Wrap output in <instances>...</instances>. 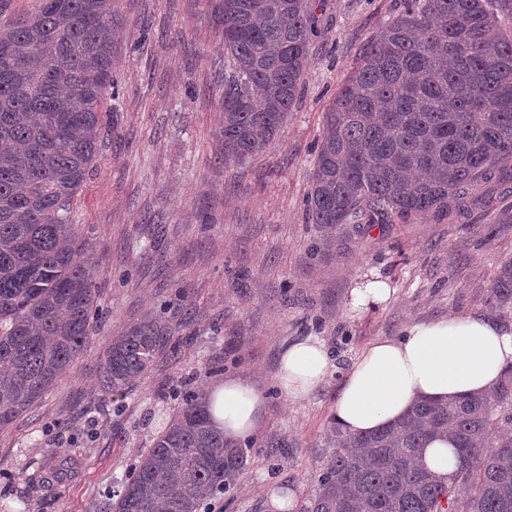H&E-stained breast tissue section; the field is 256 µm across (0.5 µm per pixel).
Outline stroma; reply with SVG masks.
<instances>
[{
  "label": "stroma",
  "mask_w": 512,
  "mask_h": 512,
  "mask_svg": "<svg viewBox=\"0 0 512 512\" xmlns=\"http://www.w3.org/2000/svg\"><path fill=\"white\" fill-rule=\"evenodd\" d=\"M114 6L122 31L113 94L98 156L70 207L100 310L57 387L0 432V512H105V490L119 487L171 419L172 389L228 377L250 381L263 410L224 512H268L277 485L303 504L337 392L361 352L415 323L492 317L489 287L512 260V182L492 187L493 205L466 218H395L324 248L304 207L323 115L406 0H315L298 103L265 150L230 164L219 105L227 57L211 0ZM375 276L389 298L353 306L355 289ZM149 314L168 321L179 357L157 359L127 395L102 396L112 336ZM309 337L325 344L332 368L291 402L276 383L280 357ZM208 364L218 373L204 376ZM45 465L61 469L60 481L32 491L28 480Z\"/></svg>",
  "instance_id": "35a3bbf8"
}]
</instances>
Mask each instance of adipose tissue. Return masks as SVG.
I'll list each match as a JSON object with an SVG mask.
<instances>
[{
  "label": "adipose tissue",
  "mask_w": 512,
  "mask_h": 512,
  "mask_svg": "<svg viewBox=\"0 0 512 512\" xmlns=\"http://www.w3.org/2000/svg\"><path fill=\"white\" fill-rule=\"evenodd\" d=\"M330 367L319 339L295 342L281 355L279 388L288 400L302 399ZM510 370L512 326L476 314L416 323L401 339L376 341L358 356L339 388L334 416L345 433L371 432L401 418L416 401L490 392ZM210 394L212 417L227 439L254 432L262 396L248 381L225 379Z\"/></svg>",
  "instance_id": "ef3b65f1"
}]
</instances>
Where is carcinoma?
Listing matches in <instances>:
<instances>
[{"mask_svg": "<svg viewBox=\"0 0 512 512\" xmlns=\"http://www.w3.org/2000/svg\"><path fill=\"white\" fill-rule=\"evenodd\" d=\"M212 16L232 67L220 95L224 161L242 162L296 103L313 0H217ZM117 23L112 0H40L0 25V429L64 377L93 333L96 271L70 203L98 153ZM496 176L512 179V0H408L325 113L308 221L330 234L464 215ZM490 304L512 315V261ZM169 341L153 317L112 337L100 390L123 395ZM436 436L455 446L446 478L421 463ZM326 444L300 512H512V373L489 395L419 401L373 432L335 428ZM248 451L224 438L206 393L186 392L108 494L112 512H224ZM59 480L39 468L29 484Z\"/></svg>", "mask_w": 512, "mask_h": 512, "instance_id": "cac0c4a2", "label": "carcinoma"}]
</instances>
